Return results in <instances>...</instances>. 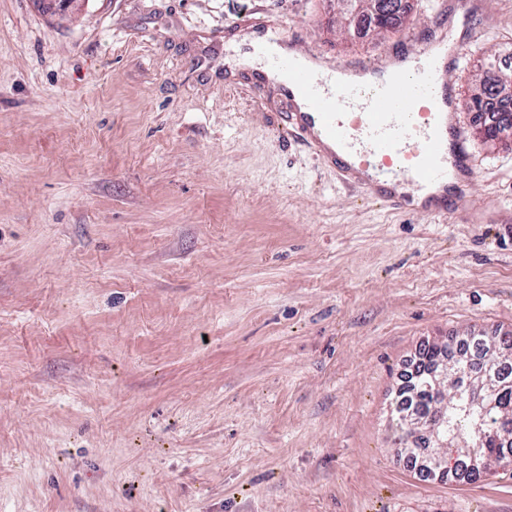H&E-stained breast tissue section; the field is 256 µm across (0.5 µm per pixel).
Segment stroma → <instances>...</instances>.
Wrapping results in <instances>:
<instances>
[{
  "label": "stroma",
  "mask_w": 512,
  "mask_h": 512,
  "mask_svg": "<svg viewBox=\"0 0 512 512\" xmlns=\"http://www.w3.org/2000/svg\"><path fill=\"white\" fill-rule=\"evenodd\" d=\"M0 0V512H512V467H407L420 343L512 330V144L466 109L512 0ZM358 65L479 37L450 78L461 206L362 197L224 73L231 22ZM363 2L366 13L362 16L366 17L369 26H372V30L377 36L385 35V33L396 29L405 13V10L395 13L393 0H364ZM377 13L386 14L387 16V24L383 25L382 28H378L376 24Z\"/></svg>",
  "instance_id": "obj_1"
}]
</instances>
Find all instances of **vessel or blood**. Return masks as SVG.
<instances>
[{
  "instance_id": "vessel-or-blood-1",
  "label": "vessel or blood",
  "mask_w": 512,
  "mask_h": 512,
  "mask_svg": "<svg viewBox=\"0 0 512 512\" xmlns=\"http://www.w3.org/2000/svg\"><path fill=\"white\" fill-rule=\"evenodd\" d=\"M266 65L282 93L305 106L285 113L282 130L364 196L435 216L447 210L449 196H461L462 185H449L448 176L450 167L470 164L467 137L455 118L450 64L432 47L369 63L368 71L389 74L375 86L340 79L326 84L317 69L291 54L270 55ZM401 180L442 193L417 205L412 193L397 191Z\"/></svg>"
}]
</instances>
